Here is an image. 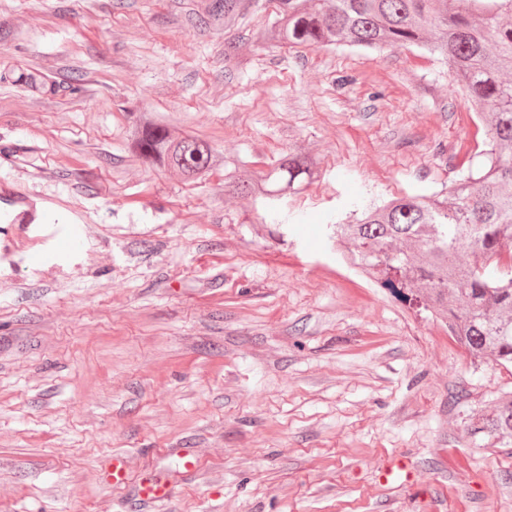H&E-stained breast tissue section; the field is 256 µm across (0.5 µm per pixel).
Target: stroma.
Masks as SVG:
<instances>
[{"instance_id":"35a3bbf8","label":"stroma","mask_w":512,"mask_h":512,"mask_svg":"<svg viewBox=\"0 0 512 512\" xmlns=\"http://www.w3.org/2000/svg\"><path fill=\"white\" fill-rule=\"evenodd\" d=\"M206 2L0 0V181L65 218L0 223V512H140L101 478L115 454L174 479L148 512H512V446L468 431L512 367L333 233L357 204L447 193L483 147L473 103L422 48L262 45L274 0L228 32L195 25ZM147 118L220 164L138 157ZM293 152L316 164L301 192L231 191ZM402 452L416 486L382 485Z\"/></svg>"}]
</instances>
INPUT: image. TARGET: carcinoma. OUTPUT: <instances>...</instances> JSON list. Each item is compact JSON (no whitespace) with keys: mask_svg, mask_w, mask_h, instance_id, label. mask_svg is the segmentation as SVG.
Here are the masks:
<instances>
[{"mask_svg":"<svg viewBox=\"0 0 512 512\" xmlns=\"http://www.w3.org/2000/svg\"><path fill=\"white\" fill-rule=\"evenodd\" d=\"M250 6L210 0L196 20L230 31ZM277 9V20L257 33L263 45H420L448 60L480 107L489 149L447 196L364 204L355 221L336 225V237L352 265L448 320L470 356L512 366V264L502 262L512 245V0H277ZM133 145L140 158L161 157L189 179L216 165L215 142L171 140L167 127L151 120L136 129ZM313 176V162L295 154L264 174L239 171L237 185L274 199ZM464 245L473 254L466 264L458 259ZM470 434L512 444V400L472 418Z\"/></svg>","mask_w":512,"mask_h":512,"instance_id":"obj_1","label":"carcinoma"}]
</instances>
